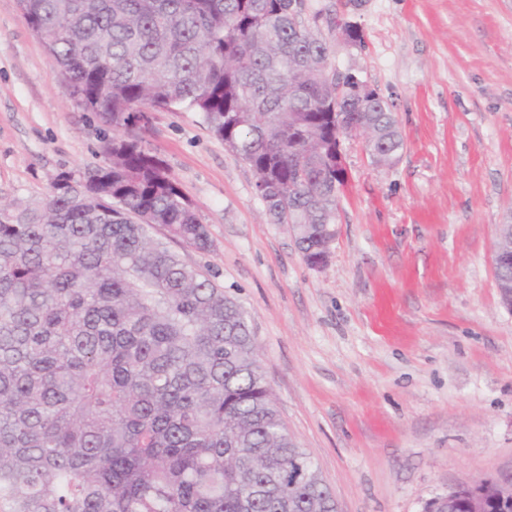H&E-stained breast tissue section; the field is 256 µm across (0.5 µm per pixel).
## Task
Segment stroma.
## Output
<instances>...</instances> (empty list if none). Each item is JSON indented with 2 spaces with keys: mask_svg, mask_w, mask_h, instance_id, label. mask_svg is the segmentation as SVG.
<instances>
[{
  "mask_svg": "<svg viewBox=\"0 0 512 512\" xmlns=\"http://www.w3.org/2000/svg\"><path fill=\"white\" fill-rule=\"evenodd\" d=\"M309 5L360 27L334 63L393 103L399 159L344 140L338 235L313 270L198 113H154L147 140L214 243L171 248L246 312L276 407L338 512H423L512 472V311L494 277L497 227L512 224V0ZM100 137L18 0H0V203L101 165Z\"/></svg>",
  "mask_w": 512,
  "mask_h": 512,
  "instance_id": "35a3bbf8",
  "label": "stroma"
}]
</instances>
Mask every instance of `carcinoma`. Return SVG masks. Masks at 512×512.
Segmentation results:
<instances>
[{
    "instance_id": "1",
    "label": "carcinoma",
    "mask_w": 512,
    "mask_h": 512,
    "mask_svg": "<svg viewBox=\"0 0 512 512\" xmlns=\"http://www.w3.org/2000/svg\"><path fill=\"white\" fill-rule=\"evenodd\" d=\"M71 98L112 135L97 185L65 173L0 207V512H337L290 437L247 316L171 251L213 242L148 147L147 112L201 114L252 170L272 224L309 267L336 240L347 175L304 160L336 127L404 140L394 105L326 85L345 75L307 0H18ZM161 226L163 238L151 235ZM457 512H500L466 485Z\"/></svg>"
}]
</instances>
